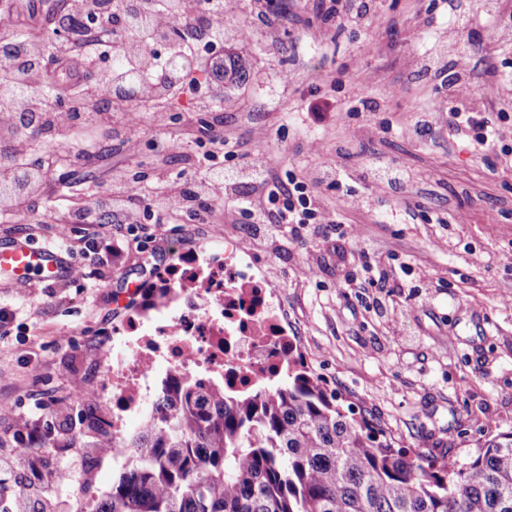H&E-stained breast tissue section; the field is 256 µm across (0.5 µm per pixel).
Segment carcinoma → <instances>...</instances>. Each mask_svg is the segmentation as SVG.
<instances>
[{
  "label": "carcinoma",
  "instance_id": "obj_1",
  "mask_svg": "<svg viewBox=\"0 0 512 512\" xmlns=\"http://www.w3.org/2000/svg\"><path fill=\"white\" fill-rule=\"evenodd\" d=\"M118 14L131 31L146 21L134 0ZM185 67L172 58L152 95H167ZM112 72L122 75L115 100L145 92L143 71L127 57L113 58ZM248 77L246 60L225 53L228 84ZM31 100L20 93L14 103L47 137L52 128ZM286 364L265 390L184 383L161 391L94 512H512V431L485 439L467 463L438 464L381 439L309 372L298 347Z\"/></svg>",
  "mask_w": 512,
  "mask_h": 512
}]
</instances>
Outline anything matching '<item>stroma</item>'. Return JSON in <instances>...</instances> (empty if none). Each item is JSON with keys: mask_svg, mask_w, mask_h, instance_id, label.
Segmentation results:
<instances>
[{"mask_svg": "<svg viewBox=\"0 0 512 512\" xmlns=\"http://www.w3.org/2000/svg\"><path fill=\"white\" fill-rule=\"evenodd\" d=\"M257 17L252 0H230L224 45L246 58L250 78H215L174 104L144 106L130 137L121 124L78 158L82 142L31 143L33 158L65 156L54 181L19 219L0 217V243L35 228L36 246L54 232L50 202L68 189L90 201L122 177L148 187L192 163L227 172L251 158L272 159L271 183L289 175L309 190L333 224H300L268 240L240 198L266 194L243 180L217 221L156 223L149 211L122 229L123 249L106 288L31 278L0 285V304L16 318L0 335V458L12 459L9 483L38 469L76 473L61 485V505L80 494L104 497L120 472L94 447L106 406L78 405L74 387L93 386L99 329L127 312L123 283L161 244L249 242L252 260L285 300L288 324L309 370L362 412L393 445L438 461L463 463L480 443L512 431V138L487 152L448 128V109L483 112L512 127V84L454 98L448 70L465 40L463 81L481 85L486 69L512 71V26L497 15L512 0H461L473 18L459 30L448 0H374L357 19L325 22L319 0H275ZM375 110L365 113L362 102ZM222 128L231 150L193 142L170 149L189 126ZM336 172L337 186L316 182ZM402 172L403 183H373L370 170ZM41 428L37 450L14 458L18 435Z\"/></svg>", "mask_w": 512, "mask_h": 512, "instance_id": "stroma-1", "label": "stroma"}]
</instances>
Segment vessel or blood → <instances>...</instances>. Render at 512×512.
Listing matches in <instances>:
<instances>
[{
    "instance_id": "1",
    "label": "vessel or blood",
    "mask_w": 512,
    "mask_h": 512,
    "mask_svg": "<svg viewBox=\"0 0 512 512\" xmlns=\"http://www.w3.org/2000/svg\"><path fill=\"white\" fill-rule=\"evenodd\" d=\"M70 263L59 252L35 248L16 239L0 245V278L10 284H19L31 277L56 281L68 275Z\"/></svg>"
}]
</instances>
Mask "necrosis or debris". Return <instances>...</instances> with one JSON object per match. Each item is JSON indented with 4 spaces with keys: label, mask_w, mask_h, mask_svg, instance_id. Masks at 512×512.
Here are the masks:
<instances>
[{
    "label": "necrosis or debris",
    "mask_w": 512,
    "mask_h": 512,
    "mask_svg": "<svg viewBox=\"0 0 512 512\" xmlns=\"http://www.w3.org/2000/svg\"><path fill=\"white\" fill-rule=\"evenodd\" d=\"M95 395L112 397V459L128 460L132 421L146 419L165 387L215 379L254 389L282 370L279 349L292 336L284 305L234 241L179 251L148 279L110 331Z\"/></svg>",
    "instance_id": "obj_1"
}]
</instances>
